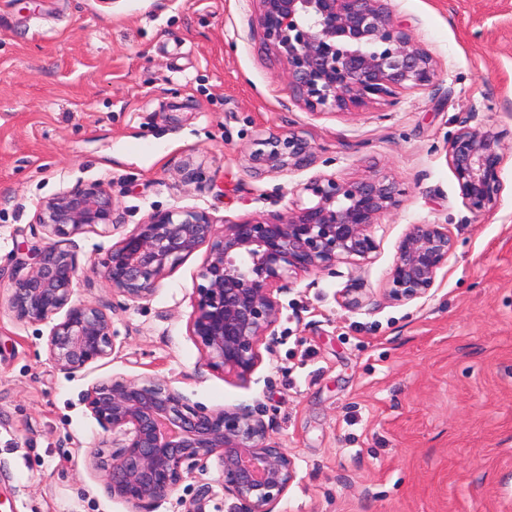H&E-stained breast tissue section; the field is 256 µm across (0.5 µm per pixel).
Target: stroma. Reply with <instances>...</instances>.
Returning <instances> with one entry per match:
<instances>
[{"label":"stroma","instance_id":"1","mask_svg":"<svg viewBox=\"0 0 512 512\" xmlns=\"http://www.w3.org/2000/svg\"><path fill=\"white\" fill-rule=\"evenodd\" d=\"M435 57L434 87L397 106L313 114L250 18L257 0H0V512H130L96 460L112 435L83 401L114 375L171 380L190 402L262 410L294 459L275 512H512V154L496 210L463 204L446 149L464 117L512 129V0H393ZM292 131L314 163L255 178L258 134ZM317 175L386 176L405 194L375 228L369 262L279 293L277 343L247 380L207 367L188 331L198 249L132 302L93 272L115 236L62 242L79 299L114 308V354L68 374L46 324L8 308L16 258L50 243L42 201L100 182L126 228L156 211L214 224L286 212ZM455 241L433 295L395 303L386 277L409 225ZM370 295L359 309L348 283ZM152 512H231L216 464Z\"/></svg>","mask_w":512,"mask_h":512}]
</instances>
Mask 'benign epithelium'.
<instances>
[{"mask_svg": "<svg viewBox=\"0 0 512 512\" xmlns=\"http://www.w3.org/2000/svg\"><path fill=\"white\" fill-rule=\"evenodd\" d=\"M253 23L265 44L283 58L290 97L313 113L357 114L366 106L399 103L407 91L438 80V65L400 19L391 0H258ZM512 130L461 128L448 142L447 160L464 205L476 216L493 211L503 187L501 170ZM248 155L255 176L288 173L313 164L317 147L295 132L262 133ZM287 213L247 217L217 230L198 210L156 211L125 232L114 222L111 192L101 182L78 184L44 201L37 224L64 241L89 231L120 237L92 268L112 294L137 302L151 298L159 281L202 245L208 250L195 288L189 335L206 365L241 379L259 363L260 345L273 350L281 293L301 276L338 263L367 261L377 250L375 227L398 208L405 190L386 177L342 181L310 178ZM455 243L443 224H411L399 241L387 275L389 300L428 298ZM80 269L72 254L52 243L15 262L10 311L22 324L51 327V360L74 373L112 356V314L75 297ZM353 309L365 303L360 288L342 291ZM88 409L112 432L111 461L104 464L107 492L133 507L170 496L195 469L216 462L234 512H274L296 478L293 459L269 426L245 407L207 409L190 403L171 382L110 377L85 395Z\"/></svg>", "mask_w": 512, "mask_h": 512, "instance_id": "obj_1", "label": "benign epithelium"}]
</instances>
